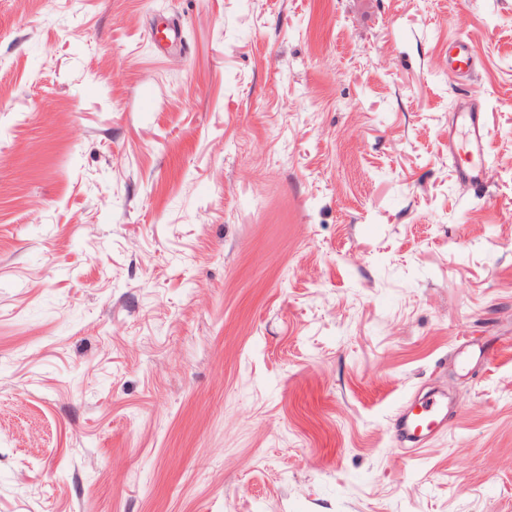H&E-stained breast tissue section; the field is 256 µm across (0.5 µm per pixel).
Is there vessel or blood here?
Returning a JSON list of instances; mask_svg holds the SVG:
<instances>
[{
  "label": "vessel or blood",
  "mask_w": 512,
  "mask_h": 512,
  "mask_svg": "<svg viewBox=\"0 0 512 512\" xmlns=\"http://www.w3.org/2000/svg\"><path fill=\"white\" fill-rule=\"evenodd\" d=\"M475 52L468 43L452 42L448 45V69L459 74L472 71ZM456 121L465 129L464 137L448 136V154L456 158L458 182L470 190L485 187L487 173L485 162L489 155L490 132L480 107L459 104ZM448 422V397L435 392L419 401L404 403L394 419L395 434L400 442L420 448L429 439L442 433Z\"/></svg>",
  "instance_id": "b4317fda"
}]
</instances>
